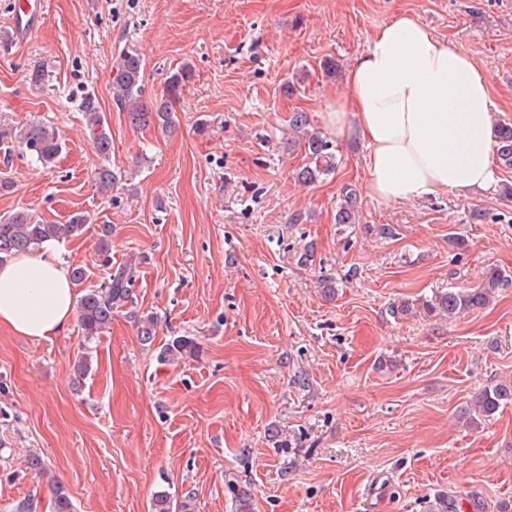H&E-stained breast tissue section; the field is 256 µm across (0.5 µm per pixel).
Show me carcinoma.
<instances>
[{"instance_id":"1","label":"carcinoma","mask_w":512,"mask_h":512,"mask_svg":"<svg viewBox=\"0 0 512 512\" xmlns=\"http://www.w3.org/2000/svg\"><path fill=\"white\" fill-rule=\"evenodd\" d=\"M144 61L134 51L119 55L110 75L112 98L133 129L154 127L164 134L175 129L172 101L180 95L186 82L192 77L189 65L183 64L166 77L161 96L144 98ZM82 112L88 121L87 130L96 144L102 164L95 171V179L102 190L114 185L117 174L109 164L112 137L106 129L98 99L93 92L85 93L80 101ZM15 147L29 158L41 164H50L62 152V144L55 128L45 123H31L23 126L11 136ZM309 161L300 170L299 176L305 183L315 184L336 171V155L330 143L318 133L306 136L303 143ZM497 156L501 163L512 167V125L503 124L497 128ZM358 213L357 198L350 190L345 191L336 213V223L353 224ZM87 224V216L74 213L64 224H46L31 213L19 209L5 219H0V261L9 257L37 250L49 239L81 236ZM138 262L131 258L120 264L109 274L98 288H87L79 296L76 306L78 322L84 334L92 338L104 332L112 323L115 312L133 302L132 286L136 279ZM505 282V276L494 270L486 274L476 286L469 288L450 287L435 293L432 297L419 298L417 302L402 301L390 309V315L403 318L417 311H424L425 317H455L464 312L485 307L493 298L497 288ZM157 321L152 315L138 319V336L145 344H152L156 336ZM198 352V343L191 336H174L164 343L159 352L164 360L189 358ZM512 403V384L491 383L475 395L465 410V418L476 424L482 419L494 416L500 408ZM53 512H75L66 488L56 483L51 487ZM151 512H193L191 497L181 500L166 491L155 493L151 501Z\"/></svg>"}]
</instances>
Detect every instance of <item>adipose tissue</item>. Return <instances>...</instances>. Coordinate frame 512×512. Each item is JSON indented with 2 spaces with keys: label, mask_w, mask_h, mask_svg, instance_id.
Here are the masks:
<instances>
[{
  "label": "adipose tissue",
  "mask_w": 512,
  "mask_h": 512,
  "mask_svg": "<svg viewBox=\"0 0 512 512\" xmlns=\"http://www.w3.org/2000/svg\"><path fill=\"white\" fill-rule=\"evenodd\" d=\"M330 110L337 134L367 144V188L391 202L489 188L497 179L494 100L484 69L443 45L417 18L376 28ZM52 242L0 264V328L37 340L61 335L76 290Z\"/></svg>",
  "instance_id": "obj_1"
}]
</instances>
